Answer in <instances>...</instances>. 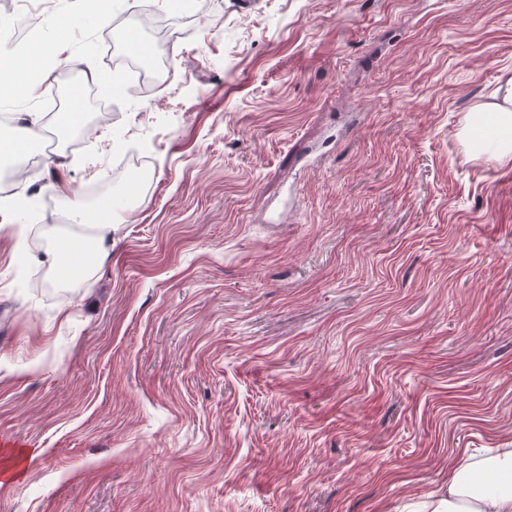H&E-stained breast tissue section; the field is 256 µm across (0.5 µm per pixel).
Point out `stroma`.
<instances>
[{
    "instance_id": "obj_1",
    "label": "stroma",
    "mask_w": 512,
    "mask_h": 512,
    "mask_svg": "<svg viewBox=\"0 0 512 512\" xmlns=\"http://www.w3.org/2000/svg\"><path fill=\"white\" fill-rule=\"evenodd\" d=\"M103 3L48 0L68 50L6 103L40 221L0 214V512H402L512 448V163L465 128L512 0ZM133 41L165 87L113 91ZM67 195L122 222L21 287L30 232L89 236ZM43 254V261L47 260L50 267L60 271L66 276L72 274L80 280H88L94 274V263L92 258L89 261L86 260L82 264L78 265L73 271L70 270L71 272L65 271L60 263L61 252L59 248L53 245L50 241L47 242Z\"/></svg>"
}]
</instances>
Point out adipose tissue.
Instances as JSON below:
<instances>
[{"label": "adipose tissue", "mask_w": 512, "mask_h": 512, "mask_svg": "<svg viewBox=\"0 0 512 512\" xmlns=\"http://www.w3.org/2000/svg\"><path fill=\"white\" fill-rule=\"evenodd\" d=\"M66 35L56 44L31 46L25 62L0 54V66L9 79L0 81V99L33 95L44 77L42 57L58 54ZM500 101L477 108L469 124H480L479 150L501 162H512V75L505 78ZM424 512H512V450L457 465L448 477L447 490L432 494Z\"/></svg>", "instance_id": "adipose-tissue-1"}]
</instances>
